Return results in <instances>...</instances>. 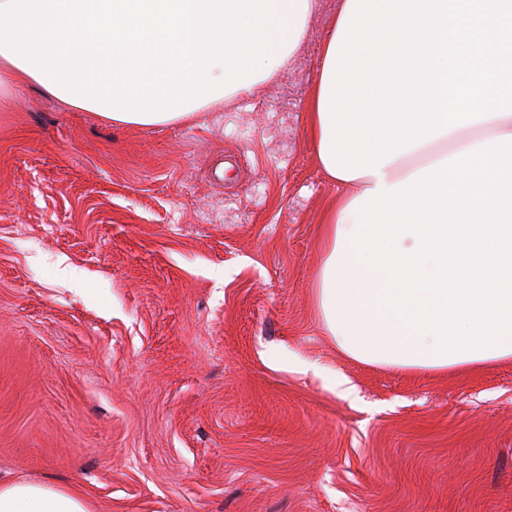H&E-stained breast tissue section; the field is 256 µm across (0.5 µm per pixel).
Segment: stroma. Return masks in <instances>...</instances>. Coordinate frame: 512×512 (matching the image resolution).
<instances>
[{"label": "stroma", "instance_id": "1", "mask_svg": "<svg viewBox=\"0 0 512 512\" xmlns=\"http://www.w3.org/2000/svg\"><path fill=\"white\" fill-rule=\"evenodd\" d=\"M336 5L191 121L114 125L28 86L0 112V480L91 512H512L511 360L409 374L323 325L339 190L306 107Z\"/></svg>", "mask_w": 512, "mask_h": 512}]
</instances>
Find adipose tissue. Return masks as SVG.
<instances>
[{
  "label": "adipose tissue",
  "mask_w": 512,
  "mask_h": 512,
  "mask_svg": "<svg viewBox=\"0 0 512 512\" xmlns=\"http://www.w3.org/2000/svg\"><path fill=\"white\" fill-rule=\"evenodd\" d=\"M340 0L307 112L324 174L316 300L348 358L445 372L512 360V0ZM314 0H0V112L40 86L112 124L184 121L257 92L297 50ZM397 33L419 75L373 85L361 52ZM420 118L393 146L350 99ZM0 512H89L80 491L18 480Z\"/></svg>",
  "instance_id": "adipose-tissue-1"
}]
</instances>
